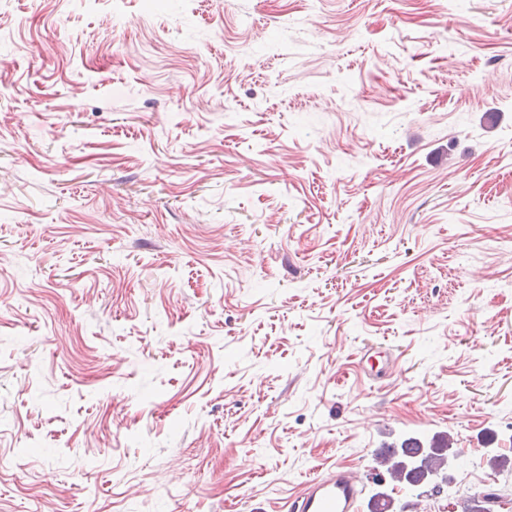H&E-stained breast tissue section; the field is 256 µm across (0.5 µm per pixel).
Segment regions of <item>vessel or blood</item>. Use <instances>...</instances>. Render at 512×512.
Masks as SVG:
<instances>
[{
    "mask_svg": "<svg viewBox=\"0 0 512 512\" xmlns=\"http://www.w3.org/2000/svg\"><path fill=\"white\" fill-rule=\"evenodd\" d=\"M362 490L355 472L336 470L317 473L289 512H360Z\"/></svg>",
    "mask_w": 512,
    "mask_h": 512,
    "instance_id": "vessel-or-blood-1",
    "label": "vessel or blood"
}]
</instances>
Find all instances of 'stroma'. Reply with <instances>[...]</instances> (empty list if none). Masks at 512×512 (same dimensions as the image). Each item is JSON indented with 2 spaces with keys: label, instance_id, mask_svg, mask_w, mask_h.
<instances>
[{
  "label": "stroma",
  "instance_id": "35a3bbf8",
  "mask_svg": "<svg viewBox=\"0 0 512 512\" xmlns=\"http://www.w3.org/2000/svg\"><path fill=\"white\" fill-rule=\"evenodd\" d=\"M510 186L512 0H0V512L512 499ZM448 440L441 446L423 448L416 439L406 440L399 449L380 452L376 460L397 481L405 480L410 486L421 483L428 477L437 476L448 467ZM414 445V446H410ZM362 493L355 472H320L307 482L304 493L292 501L289 512H359Z\"/></svg>",
  "mask_w": 512,
  "mask_h": 512
}]
</instances>
